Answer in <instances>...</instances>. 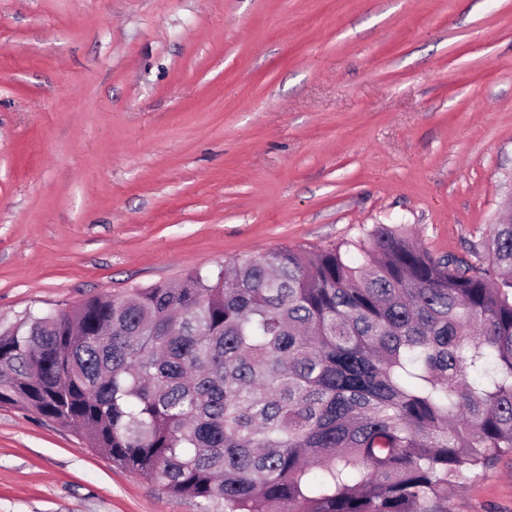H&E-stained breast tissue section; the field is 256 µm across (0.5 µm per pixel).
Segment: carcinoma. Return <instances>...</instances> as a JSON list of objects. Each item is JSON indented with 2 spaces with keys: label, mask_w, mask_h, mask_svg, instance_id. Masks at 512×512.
Segmentation results:
<instances>
[{
  "label": "carcinoma",
  "mask_w": 512,
  "mask_h": 512,
  "mask_svg": "<svg viewBox=\"0 0 512 512\" xmlns=\"http://www.w3.org/2000/svg\"><path fill=\"white\" fill-rule=\"evenodd\" d=\"M402 224L0 323V405L199 512H448L512 455V221Z\"/></svg>",
  "instance_id": "1"
}]
</instances>
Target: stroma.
Masks as SVG:
<instances>
[{"instance_id":"obj_1","label":"stroma","mask_w":512,"mask_h":512,"mask_svg":"<svg viewBox=\"0 0 512 512\" xmlns=\"http://www.w3.org/2000/svg\"><path fill=\"white\" fill-rule=\"evenodd\" d=\"M512 193V0H0V321ZM0 512H197L0 405ZM448 512H512V456Z\"/></svg>"}]
</instances>
